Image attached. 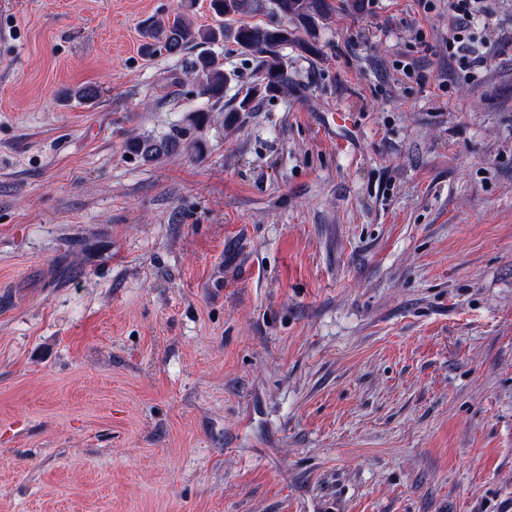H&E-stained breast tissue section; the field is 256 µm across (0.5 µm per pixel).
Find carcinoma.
<instances>
[{
    "mask_svg": "<svg viewBox=\"0 0 512 512\" xmlns=\"http://www.w3.org/2000/svg\"><path fill=\"white\" fill-rule=\"evenodd\" d=\"M259 6V0H209L215 24L205 28L195 27L185 13L151 21L141 31L143 49L171 56H179L190 48L198 49L190 61V74L200 85V96L218 102L237 75L224 69V59L213 46L226 41L235 43L257 60L253 81L232 108L234 112H249L256 100L286 94L293 86L284 50L292 47L301 56H321L316 31L330 10L327 0H270V13L275 17L271 23L257 25L242 20ZM302 31L309 38L301 37ZM96 96L97 89L86 85L69 90L65 99L87 103ZM180 140L177 134L146 139L132 137L127 142V150L146 161H155L174 152Z\"/></svg>",
    "mask_w": 512,
    "mask_h": 512,
    "instance_id": "1",
    "label": "carcinoma"
}]
</instances>
